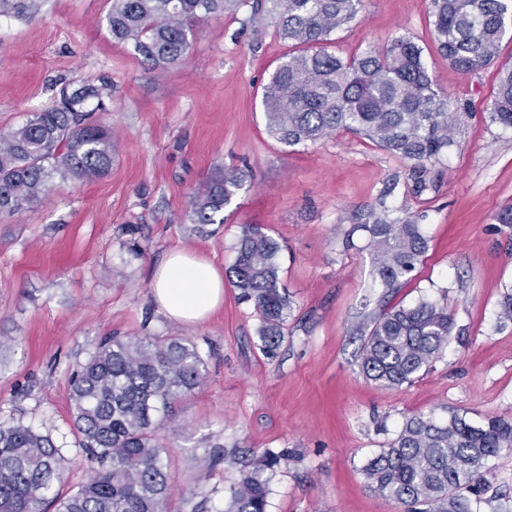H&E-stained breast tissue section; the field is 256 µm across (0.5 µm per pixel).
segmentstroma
<instances>
[{
    "mask_svg": "<svg viewBox=\"0 0 512 512\" xmlns=\"http://www.w3.org/2000/svg\"><path fill=\"white\" fill-rule=\"evenodd\" d=\"M429 0H362L332 33L347 58L407 37L419 44L458 113L457 147L427 166L412 192L408 163L349 131L290 147L266 129L263 88L288 51L272 26H247L248 8L201 23L179 64L151 66L113 41L108 0H37L28 18L0 20V129L22 124L76 79L112 85L110 173L57 183L31 209L0 218V420L19 418L66 448L65 490L89 471L71 433L70 384L105 336H176L206 362L205 384L179 400L162 432L172 463L168 512H223L243 459L287 453L271 471L268 512H403L374 492L362 468L405 416L457 409L479 423L512 416V129L489 118L501 66L469 74L436 50ZM244 181L224 221L197 232L187 203L215 166ZM386 204L418 217L429 247L393 294L379 288L359 226ZM245 224L276 240L291 309L275 356L261 349L259 316L232 282L203 323L169 319L153 299L154 267L184 247L229 272ZM447 305L454 326L418 381L383 389L360 370L362 343L384 307ZM236 459L210 462L213 444ZM481 512H512V450L489 459Z\"/></svg>",
    "mask_w": 512,
    "mask_h": 512,
    "instance_id": "obj_1",
    "label": "stroma"
}]
</instances>
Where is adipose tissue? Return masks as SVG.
<instances>
[{"instance_id":"1","label":"adipose tissue","mask_w":512,"mask_h":512,"mask_svg":"<svg viewBox=\"0 0 512 512\" xmlns=\"http://www.w3.org/2000/svg\"><path fill=\"white\" fill-rule=\"evenodd\" d=\"M151 291L169 318L182 324H198L223 303L224 276L195 252L176 249L157 267Z\"/></svg>"}]
</instances>
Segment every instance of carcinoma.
Returning a JSON list of instances; mask_svg holds the SVG:
<instances>
[{
	"mask_svg": "<svg viewBox=\"0 0 512 512\" xmlns=\"http://www.w3.org/2000/svg\"><path fill=\"white\" fill-rule=\"evenodd\" d=\"M31 0H0V16L24 15ZM112 39L155 66L182 61L195 27L229 8H249L245 24L272 25L291 50L264 87L269 134L286 146L315 144L348 130L410 164L414 194L426 164L456 144V117L428 72L423 48L396 38L381 50L344 59L327 49L333 32L353 22L361 0H109ZM434 40L448 64L470 73L495 62L512 35V0H430ZM110 85L75 80L51 106L0 130V216L36 203L55 179L92 182L114 160L112 127L94 118L108 111ZM491 120L512 128V69L500 71ZM242 186L235 170L218 167L188 202L202 232L224 223V206ZM362 225L378 286L400 287L428 250L413 216L386 207ZM279 244L260 225H245L230 273L239 300L260 316L265 354L284 339L290 300L280 278ZM453 328L448 307L421 300L384 309L364 339L360 368L385 389L410 385L440 358ZM205 363L182 338L112 336L99 343L71 380L73 434L90 475L64 495L68 458L51 434L21 419L0 421V512H166L170 460L159 432L179 398L200 387ZM512 450V417L474 425L456 411L436 421L405 418L396 436L364 467L369 487L404 512H479L485 462ZM288 454L266 452L229 488L225 512H267V472Z\"/></svg>",
	"mask_w": 512,
	"mask_h": 512,
	"instance_id": "1",
	"label": "carcinoma"
}]
</instances>
